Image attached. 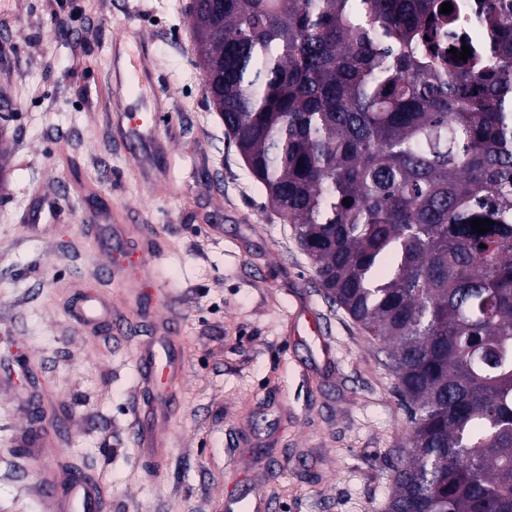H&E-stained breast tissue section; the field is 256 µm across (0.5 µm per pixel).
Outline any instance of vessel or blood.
<instances>
[{"label":"vessel or blood","instance_id":"vessel-or-blood-1","mask_svg":"<svg viewBox=\"0 0 512 512\" xmlns=\"http://www.w3.org/2000/svg\"><path fill=\"white\" fill-rule=\"evenodd\" d=\"M131 27H122L109 40L110 47L126 49L124 78L137 86L141 93L158 94L159 78L146 65L145 44L131 41ZM166 113L126 112L122 115V139L132 149L139 150L144 140L158 137L166 124ZM157 313L151 338L139 352V365L145 380L154 387L153 403L149 411L136 416L133 432L144 457L161 461L166 453L163 430L171 414L170 387L178 385L185 376L186 360L175 334L174 322L163 314L168 297L165 289H155L152 294ZM71 313L76 322L85 328L108 327L119 330L120 324L112 312V304L96 295L78 294ZM51 512H106L107 499L99 478L73 473L66 479L56 474H46L38 487ZM225 512H273L270 496L257 486H249L240 497L226 502Z\"/></svg>","mask_w":512,"mask_h":512}]
</instances>
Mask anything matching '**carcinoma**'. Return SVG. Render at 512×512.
Instances as JSON below:
<instances>
[{"label": "carcinoma", "instance_id": "cac0c4a2", "mask_svg": "<svg viewBox=\"0 0 512 512\" xmlns=\"http://www.w3.org/2000/svg\"><path fill=\"white\" fill-rule=\"evenodd\" d=\"M191 17L246 165L391 359L412 431L385 512H512V0H195Z\"/></svg>", "mask_w": 512, "mask_h": 512}]
</instances>
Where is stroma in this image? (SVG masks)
<instances>
[{
    "mask_svg": "<svg viewBox=\"0 0 512 512\" xmlns=\"http://www.w3.org/2000/svg\"><path fill=\"white\" fill-rule=\"evenodd\" d=\"M22 2L0 40L13 146L0 181V512H49L27 452L35 405L45 464L100 477L107 512H224L255 483L275 512H383L410 433L397 377L328 299L210 104L192 0ZM124 24L145 39L173 117L133 158L114 120L146 102L119 84L100 96L102 46ZM143 225L159 234L147 269L125 248ZM111 261L125 286L107 278ZM156 288L186 355L158 471L132 429L151 405L137 348L152 331L133 307ZM80 291L111 299L122 331L80 328L68 312ZM298 311L321 336L288 335Z\"/></svg>",
    "mask_w": 512,
    "mask_h": 512,
    "instance_id": "stroma-1",
    "label": "stroma"
}]
</instances>
